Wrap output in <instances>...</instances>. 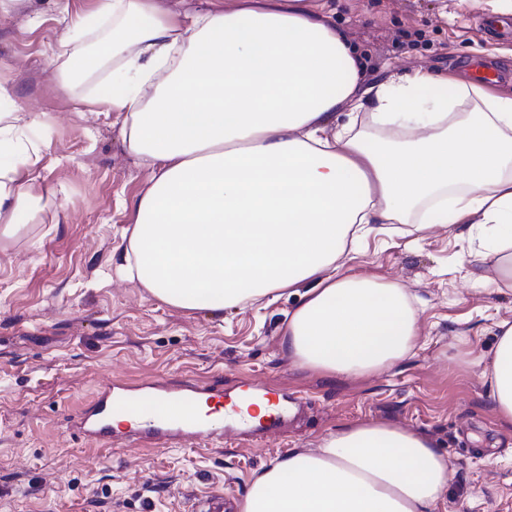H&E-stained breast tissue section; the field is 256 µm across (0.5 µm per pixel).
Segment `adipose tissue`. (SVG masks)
Wrapping results in <instances>:
<instances>
[{"label": "adipose tissue", "mask_w": 512, "mask_h": 512, "mask_svg": "<svg viewBox=\"0 0 512 512\" xmlns=\"http://www.w3.org/2000/svg\"><path fill=\"white\" fill-rule=\"evenodd\" d=\"M111 23L95 48L78 34ZM55 83L121 121L130 152L156 166L133 205L124 279L186 311L221 312L308 283L281 340L328 378L384 372L418 344L398 284L341 272L349 239L378 224H464L512 283V95L426 70L364 80L361 56L325 0H93L66 24ZM28 116L0 82V237L39 219ZM483 376L512 427V324ZM453 478L425 435L388 423L330 431L276 458L241 512H439Z\"/></svg>", "instance_id": "obj_1"}]
</instances>
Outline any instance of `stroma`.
Segmentation results:
<instances>
[{
	"label": "stroma",
	"instance_id": "obj_1",
	"mask_svg": "<svg viewBox=\"0 0 512 512\" xmlns=\"http://www.w3.org/2000/svg\"><path fill=\"white\" fill-rule=\"evenodd\" d=\"M334 20L364 55L370 76L426 69L468 76L492 66L493 90L512 94L511 24L484 0H330ZM56 0H27L0 17V80L26 111L40 148L32 173L44 190L37 223L0 242V512H196L214 491L240 506L255 474L295 449L319 447L337 424L389 423L429 437L453 480L440 512H512V428L497 420L481 364L512 284L496 282L477 239L460 227L409 234L407 225L362 241L346 272L399 284L420 299V345L375 375L328 380L281 350L284 314L299 301L221 314L171 307L116 272L133 201L152 167L133 156L120 121L81 116L52 81L65 32ZM223 380L225 394L259 383L295 398L278 426L225 428L210 448L105 447L74 434L68 412L109 378Z\"/></svg>",
	"mask_w": 512,
	"mask_h": 512
}]
</instances>
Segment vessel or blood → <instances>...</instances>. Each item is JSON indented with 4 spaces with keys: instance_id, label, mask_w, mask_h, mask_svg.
<instances>
[{
    "instance_id": "1",
    "label": "vessel or blood",
    "mask_w": 512,
    "mask_h": 512,
    "mask_svg": "<svg viewBox=\"0 0 512 512\" xmlns=\"http://www.w3.org/2000/svg\"><path fill=\"white\" fill-rule=\"evenodd\" d=\"M209 406L224 418L237 420L242 430H250L247 420L238 419V406L225 399L223 388L194 379L179 382L159 376L149 381H106L95 398L68 416L72 430L84 439L112 444L118 436L153 448L176 443L182 437L211 439L215 429L201 420L199 409ZM126 418L124 433L113 422Z\"/></svg>"
}]
</instances>
